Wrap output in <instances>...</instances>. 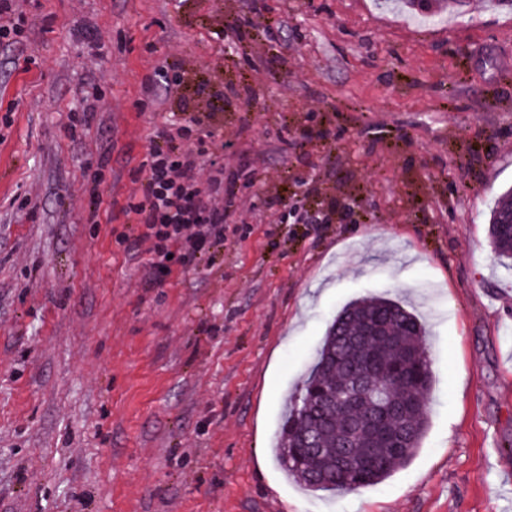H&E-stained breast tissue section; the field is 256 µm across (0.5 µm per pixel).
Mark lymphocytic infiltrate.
<instances>
[{"label": "lymphocytic infiltrate", "instance_id": "obj_1", "mask_svg": "<svg viewBox=\"0 0 512 512\" xmlns=\"http://www.w3.org/2000/svg\"><path fill=\"white\" fill-rule=\"evenodd\" d=\"M161 144L150 148L141 169L142 195L131 207L140 232L136 246L152 254L157 278L170 271V247L192 257L212 242L221 240L224 206V173L213 170L200 179V157L192 127L180 125L161 133Z\"/></svg>", "mask_w": 512, "mask_h": 512}]
</instances>
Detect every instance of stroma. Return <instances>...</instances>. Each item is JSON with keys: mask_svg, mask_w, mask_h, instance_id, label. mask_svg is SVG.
I'll use <instances>...</instances> for the list:
<instances>
[{"mask_svg": "<svg viewBox=\"0 0 512 512\" xmlns=\"http://www.w3.org/2000/svg\"><path fill=\"white\" fill-rule=\"evenodd\" d=\"M18 5L0 512H512V273L489 240L512 187V8ZM190 118L224 165V240L157 284L126 207L159 132ZM98 162L91 224L77 188ZM373 295L425 327L426 433L377 485L304 489L276 455L287 406L336 313Z\"/></svg>", "mask_w": 512, "mask_h": 512, "instance_id": "stroma-1", "label": "stroma"}]
</instances>
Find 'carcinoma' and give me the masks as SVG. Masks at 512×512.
<instances>
[{
	"label": "carcinoma",
	"mask_w": 512,
	"mask_h": 512,
	"mask_svg": "<svg viewBox=\"0 0 512 512\" xmlns=\"http://www.w3.org/2000/svg\"><path fill=\"white\" fill-rule=\"evenodd\" d=\"M506 214H512V188L498 196L489 228L492 248L511 272L512 234L499 223ZM375 318L387 323L392 336L361 341L367 322ZM423 336L417 317L384 296L363 298L340 310L282 428L279 459L289 475L315 491L354 490L384 481L409 462L428 423L431 369ZM354 366L370 371L374 381L388 388L396 412L384 417L382 424L390 434L402 437L401 447H389L368 428L353 431L351 422L369 414L366 408L354 412L344 403L328 406L329 399L349 389ZM346 438L351 440L355 464L344 470L336 461V448Z\"/></svg>",
	"instance_id": "1"
}]
</instances>
